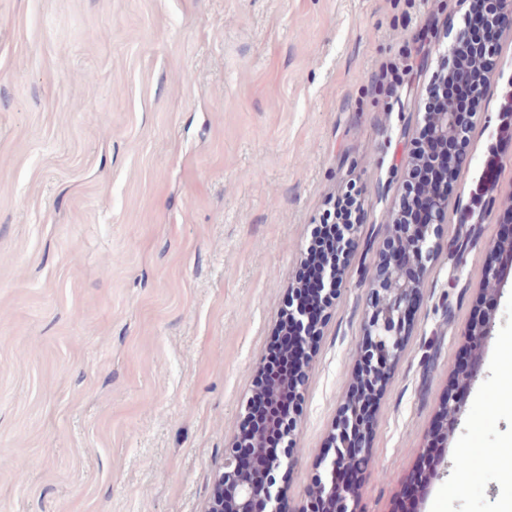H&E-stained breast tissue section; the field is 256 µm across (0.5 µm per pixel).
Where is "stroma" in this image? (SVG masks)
Here are the masks:
<instances>
[{"label": "stroma", "instance_id": "stroma-1", "mask_svg": "<svg viewBox=\"0 0 512 512\" xmlns=\"http://www.w3.org/2000/svg\"><path fill=\"white\" fill-rule=\"evenodd\" d=\"M461 0H0V512H203L329 201L360 225L277 482L347 401L367 272ZM378 397L356 512H393L452 384L504 199L512 32ZM495 175L478 189L483 163ZM422 512L512 500V279Z\"/></svg>", "mask_w": 512, "mask_h": 512}]
</instances>
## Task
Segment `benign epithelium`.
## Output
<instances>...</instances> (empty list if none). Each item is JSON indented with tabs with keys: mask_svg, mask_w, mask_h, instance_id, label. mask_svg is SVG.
<instances>
[{
	"mask_svg": "<svg viewBox=\"0 0 512 512\" xmlns=\"http://www.w3.org/2000/svg\"><path fill=\"white\" fill-rule=\"evenodd\" d=\"M501 4L489 15V22L498 32L512 31V0H498ZM423 125L438 141L444 142L450 137L463 134L462 119L453 109L446 112L423 113ZM436 163L448 174V178L459 179L462 161L450 155L439 158ZM392 228L408 240L412 252L388 253L381 251L374 275L368 282V304L365 323V338L371 340L374 347L383 350L387 364L375 365L370 371L369 379L378 384V390L386 386L392 367L400 355L403 336L407 330L409 311L419 294V283L407 275V265L418 262L425 264L431 254L432 244L429 239L430 226L424 224H402L395 220ZM344 242L333 244L327 259L322 263L318 272V287L329 296L336 295L342 286L340 264V249ZM493 249L501 258L499 265L491 264L486 267L485 278L479 290V302L491 299L499 301L502 291L504 269L512 266V236L500 238ZM311 309L299 305L288 309V324L284 326L285 335L290 337L289 346L298 359V366L306 369L312 358V344L309 339L298 333L301 326L312 321ZM496 326V311L479 312L465 330L464 351L475 363H480L482 353L492 337ZM479 378V370L467 369L462 363H457L452 379V385L465 391H470ZM303 382L295 381L294 377H280L271 382L260 393L265 408L257 414L261 428L274 430L279 433L281 441L291 438L294 433L293 414L284 411V403L296 397L302 398ZM465 403L450 392L441 402L434 424L433 434L423 456L432 459L419 489V498L427 499L433 483L446 474L447 441L453 434L463 413ZM360 427L355 413L343 411L337 425L330 431L327 447L331 448L328 460L329 467L334 472H350L354 465L366 468L370 461L369 448L342 447L344 433ZM254 449L255 463L249 467L241 462L242 449ZM293 459L274 451L260 436L247 440L235 437L233 442L224 449V460L219 468L214 482L211 498L204 512H283L285 489L277 484L276 473L283 467H291ZM308 496H314L324 504V512H353L357 497V486L353 483H339L332 480L328 483L317 478Z\"/></svg>",
	"mask_w": 512,
	"mask_h": 512,
	"instance_id": "1",
	"label": "benign epithelium"
}]
</instances>
